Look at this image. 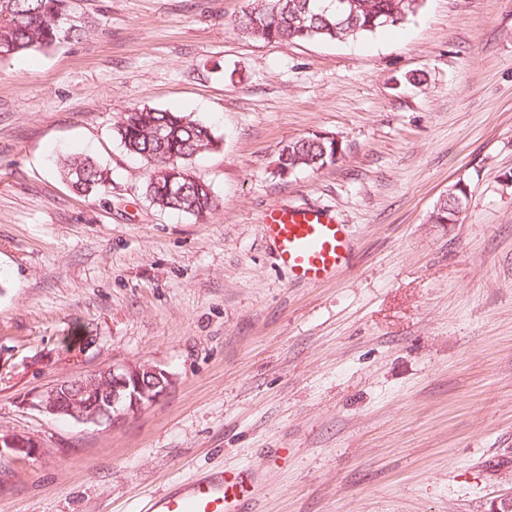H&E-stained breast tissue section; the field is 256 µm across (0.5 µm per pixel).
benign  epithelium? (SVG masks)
Masks as SVG:
<instances>
[{
    "label": "benign epithelium",
    "mask_w": 512,
    "mask_h": 512,
    "mask_svg": "<svg viewBox=\"0 0 512 512\" xmlns=\"http://www.w3.org/2000/svg\"><path fill=\"white\" fill-rule=\"evenodd\" d=\"M173 381L170 372L151 363L113 364L42 389L26 399V406L45 417L113 427L157 402ZM41 449L32 436L0 429V458L23 460L39 455Z\"/></svg>",
    "instance_id": "benign-epithelium-1"
}]
</instances>
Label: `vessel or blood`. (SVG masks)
I'll list each match as a JSON object with an SVG mask.
<instances>
[{"label":"vessel or blood","mask_w":512,"mask_h":512,"mask_svg":"<svg viewBox=\"0 0 512 512\" xmlns=\"http://www.w3.org/2000/svg\"><path fill=\"white\" fill-rule=\"evenodd\" d=\"M261 230L294 281L320 285L350 266L346 227L331 211L274 205L265 211ZM256 490L252 470L217 471L153 498L145 512H237Z\"/></svg>","instance_id":"obj_1"}]
</instances>
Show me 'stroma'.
<instances>
[{"label":"stroma","mask_w":512,"mask_h":512,"mask_svg":"<svg viewBox=\"0 0 512 512\" xmlns=\"http://www.w3.org/2000/svg\"><path fill=\"white\" fill-rule=\"evenodd\" d=\"M79 39L0 68V512H142L252 467L240 512H503L512 502V0H421L349 41L242 38L248 0H84ZM212 125L188 162L216 206L156 208L112 137L128 109ZM339 138L315 172L289 141ZM110 170L76 193L59 157ZM457 223L430 216L454 185ZM332 211L350 269L293 282L271 205ZM150 362L174 383L115 427L25 404ZM320 139H327L334 141V148L336 151L335 157L341 153V143L336 137L329 136L326 134H316ZM308 136L299 138L297 140L289 142L284 147L288 146V149L281 151L279 158L280 161L277 163V173L281 176H288L293 170H311L317 171L324 167L325 163L331 164L335 162L330 157L333 152L331 146L332 143L324 140H317L314 136L307 139ZM283 147V148H284ZM282 148V149H283ZM288 161L294 166V169L288 166ZM42 444L32 436L0 429V458L23 460L40 455Z\"/></svg>","instance_id":"1"}]
</instances>
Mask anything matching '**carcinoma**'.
Returning <instances> with one entry per match:
<instances>
[{
	"label": "carcinoma",
	"instance_id": "cac0c4a2",
	"mask_svg": "<svg viewBox=\"0 0 512 512\" xmlns=\"http://www.w3.org/2000/svg\"><path fill=\"white\" fill-rule=\"evenodd\" d=\"M419 7V0H350L346 11L336 10V0H249L236 21L245 38L266 42L303 40L344 41L404 22ZM0 64L32 51H47L64 41L83 36L86 22L66 24L78 14V0H0ZM162 131L163 138L155 137ZM123 148L150 164L145 193L161 210L204 219L215 204L208 184L197 179L188 160L209 151L215 138L209 124L182 112L133 108L113 128ZM332 143L315 137L288 143V161L294 170L317 171L333 163ZM63 172L79 192L104 191L109 176L89 157H69ZM466 194L453 190L439 209L457 223L465 208Z\"/></svg>",
	"mask_w": 512,
	"mask_h": 512
}]
</instances>
